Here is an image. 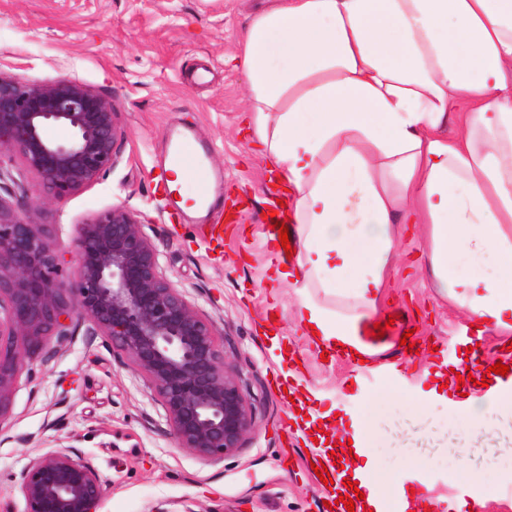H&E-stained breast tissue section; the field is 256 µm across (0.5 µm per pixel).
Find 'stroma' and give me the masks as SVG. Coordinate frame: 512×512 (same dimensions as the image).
<instances>
[{"label":"stroma","instance_id":"stroma-1","mask_svg":"<svg viewBox=\"0 0 512 512\" xmlns=\"http://www.w3.org/2000/svg\"><path fill=\"white\" fill-rule=\"evenodd\" d=\"M267 0H0V70L33 82L70 78L112 100L125 135L112 171L59 203L24 211L67 243L77 224L121 204L138 213L158 249L162 273L214 323L226 362L255 407L240 448L204 460L177 447L162 406L128 357L79 327L62 343L31 349L11 412L0 426V512H24L18 490L30 457L64 445L90 459L107 486L99 512H326L327 493L311 468L306 443L291 420L284 372L315 394L314 414L369 413L377 467L397 478L422 456L435 458L437 512H456L462 490H479V512H512V485L490 488L492 470H512V427L469 429L447 403L432 402L423 422L397 437L392 422L404 405L386 385L357 395L358 366L320 351L297 320L290 286L269 280L263 213L266 170L240 116L247 76L236 57L253 13ZM176 123L192 125L212 149L223 175L226 232L215 234L173 210L155 172L164 137ZM401 264L386 282L387 313L410 330L415 351L400 347L376 357L394 364L400 384L415 383V364L444 349L461 361L457 334L466 320L435 301L420 272L417 234L399 243ZM467 456L469 480L455 463Z\"/></svg>","mask_w":512,"mask_h":512}]
</instances>
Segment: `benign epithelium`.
<instances>
[{"instance_id":"obj_1","label":"benign epithelium","mask_w":512,"mask_h":512,"mask_svg":"<svg viewBox=\"0 0 512 512\" xmlns=\"http://www.w3.org/2000/svg\"><path fill=\"white\" fill-rule=\"evenodd\" d=\"M115 116L112 101L76 80L0 71V422L29 349L59 343L83 322L142 374L178 447L203 459L232 454L252 430L253 406L214 324L160 272L137 214L116 205L78 225L68 244L19 216L30 200L27 173L62 199L112 171L122 137ZM54 127L68 136L51 137ZM67 254L69 277L60 270ZM19 491L25 512H97L105 483L91 461L57 449L29 460Z\"/></svg>"}]
</instances>
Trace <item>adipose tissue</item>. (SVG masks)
I'll return each instance as SVG.
<instances>
[{"label": "adipose tissue", "mask_w": 512, "mask_h": 512, "mask_svg": "<svg viewBox=\"0 0 512 512\" xmlns=\"http://www.w3.org/2000/svg\"><path fill=\"white\" fill-rule=\"evenodd\" d=\"M240 62L245 125L295 240L276 277L320 349L386 350L373 330L404 224L419 227L435 298L477 332L512 333V0H274ZM466 401L474 429L512 421V391L476 385ZM322 420L337 495L360 489L355 512H376L387 478L370 427Z\"/></svg>", "instance_id": "1"}]
</instances>
